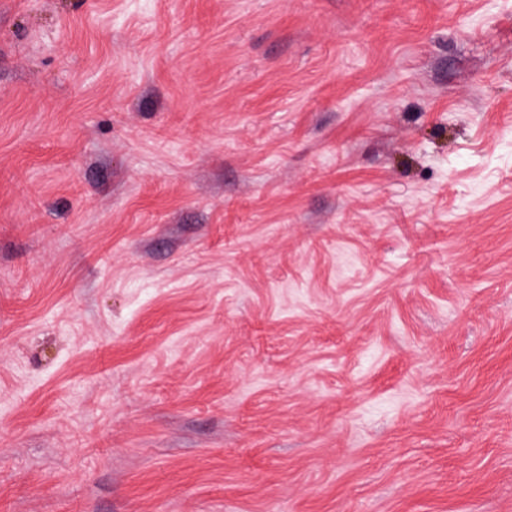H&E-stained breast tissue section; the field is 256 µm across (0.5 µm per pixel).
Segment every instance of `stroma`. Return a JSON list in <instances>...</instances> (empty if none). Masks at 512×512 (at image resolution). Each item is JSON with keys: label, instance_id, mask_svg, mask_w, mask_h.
Segmentation results:
<instances>
[{"label": "stroma", "instance_id": "35a3bbf8", "mask_svg": "<svg viewBox=\"0 0 512 512\" xmlns=\"http://www.w3.org/2000/svg\"><path fill=\"white\" fill-rule=\"evenodd\" d=\"M0 512H512V0H0Z\"/></svg>", "mask_w": 512, "mask_h": 512}]
</instances>
